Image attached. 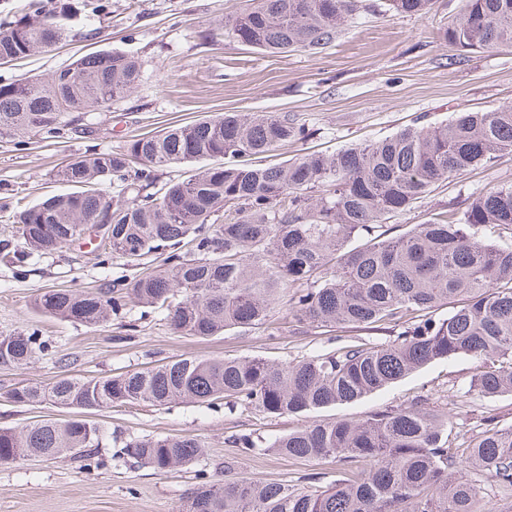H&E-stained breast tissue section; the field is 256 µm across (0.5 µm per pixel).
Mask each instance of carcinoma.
Masks as SVG:
<instances>
[{
	"mask_svg": "<svg viewBox=\"0 0 512 512\" xmlns=\"http://www.w3.org/2000/svg\"><path fill=\"white\" fill-rule=\"evenodd\" d=\"M431 5L383 0L397 15H421ZM361 9L362 0H251L224 21V36L270 53L319 50ZM68 37L56 15L0 24V64ZM444 38L466 50L512 46V0H464ZM145 80L141 60L115 51L84 54L47 79L0 85V135L51 139L69 126L90 133ZM306 136L287 112H226L69 160L58 175L72 191L11 212L24 248L52 253L110 207L104 254L130 263L158 254L162 264L130 283L46 291L35 309L99 327L137 304L165 312L175 331L202 338L261 328L285 299L297 323L328 332L372 324L392 330L410 316L411 326L388 342L287 362L186 357L112 377L28 380L12 389L13 402L100 411L224 398L271 417L307 418L462 356L486 361L470 390L512 396V185L477 195L458 217L414 224L395 237L384 231L449 178L511 154L512 105L462 110L445 124H418L331 155L265 167L247 162ZM203 160L187 178L148 191L155 169ZM221 208L224 223L210 222ZM441 305L450 308L446 317L424 314ZM42 349L36 331L1 336L0 365L26 366ZM451 425L448 413L418 401L362 420L313 419L263 451L294 461L335 459L339 478L329 487L300 491L235 477L229 462L224 482L204 481L191 492L187 512H499L477 484L454 474L485 473L512 491V428H488L457 455L448 447ZM103 435L76 415L0 429V463L62 454L88 461ZM126 448L136 462L164 472L195 463L203 443L147 437Z\"/></svg>",
	"mask_w": 512,
	"mask_h": 512,
	"instance_id": "obj_1",
	"label": "carcinoma"
}]
</instances>
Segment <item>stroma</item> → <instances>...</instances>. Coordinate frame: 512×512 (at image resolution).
Masks as SVG:
<instances>
[{
    "label": "stroma",
    "mask_w": 512,
    "mask_h": 512,
    "mask_svg": "<svg viewBox=\"0 0 512 512\" xmlns=\"http://www.w3.org/2000/svg\"><path fill=\"white\" fill-rule=\"evenodd\" d=\"M35 2L46 11L76 5L68 20L72 37L22 61L0 64V84L24 76L47 78L80 55L113 51L139 57L148 79L127 102L103 115L94 134L0 135V336L36 330L46 344L30 367L0 366V428L66 418V410L49 402H11L8 391L27 379L49 383L62 374L118 375L182 357L291 361L356 342L388 341V331L372 327L338 328L330 335L297 327L285 302L273 309L270 327L234 328L204 339L177 333L162 313L138 307L97 328L44 316L33 303L45 291L93 289L116 278L133 279L140 269L119 258L102 259L84 243L17 265L23 245L12 234L8 213L15 204L31 206L67 192L56 172L70 158L116 150L132 137L225 112H288L305 124V140L258 156V164L269 165L374 142L420 117L438 125L461 108L512 105V47L472 52L449 45L443 30L459 15L462 0H434L421 16H393L376 9V0H366L367 10L331 46L284 54L213 38L225 16L247 8L248 0H103L105 8L98 13L82 9V0ZM509 184L512 155L451 177L413 209L393 217L392 232L400 234L442 212H463L476 195ZM482 365L470 356L437 361L380 392L316 416L359 420L424 398L452 415L451 438L460 447L486 428L512 427L511 395L486 399L469 390ZM90 419L106 431L90 466L43 456L0 465V512H180L198 474L223 481L230 458L237 462L238 475L251 479L315 490L336 478L335 460L297 462L262 453L266 443L304 425L301 416L274 418L218 399L126 404L91 413ZM237 434L251 435L257 451L231 447L227 439ZM146 436L197 437L207 450L191 466L160 472L141 466L125 449Z\"/></svg>",
    "instance_id": "35a3bbf8"
}]
</instances>
